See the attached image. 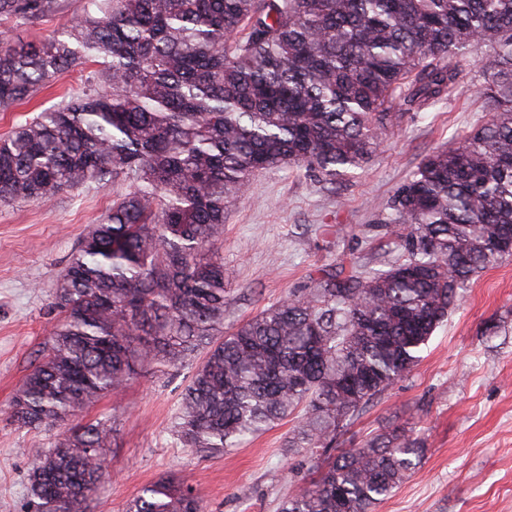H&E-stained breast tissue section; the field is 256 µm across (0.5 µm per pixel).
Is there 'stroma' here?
Instances as JSON below:
<instances>
[{"mask_svg":"<svg viewBox=\"0 0 512 512\" xmlns=\"http://www.w3.org/2000/svg\"><path fill=\"white\" fill-rule=\"evenodd\" d=\"M83 0L65 12L12 26L13 40L37 42L61 31ZM485 51L472 49L449 96L419 112L397 110L394 133L361 169L336 185L280 166L256 172L245 197L228 208L219 255L224 260L233 327L289 292L309 287L319 269L352 262L383 268L397 253V227L380 217L395 190L430 152L448 148L486 117L476 88ZM91 67L61 73L29 103L0 112V136L81 89ZM126 180L61 194L49 204L0 206V512H29L31 448L52 447L59 427L30 428L4 414L42 350L50 311L71 254ZM201 362L145 370L86 417L114 428L108 475L87 512H125L146 485L187 480L205 512H277L307 481L308 459L290 453L288 418L242 447L203 457L180 447L170 428L182 393ZM422 445L409 478L376 512H512V257L476 274L416 367L364 408L344 433L356 448L395 428Z\"/></svg>","mask_w":512,"mask_h":512,"instance_id":"35a3bbf8","label":"stroma"}]
</instances>
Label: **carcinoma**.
Here are the masks:
<instances>
[{"label":"carcinoma","instance_id":"carcinoma-1","mask_svg":"<svg viewBox=\"0 0 512 512\" xmlns=\"http://www.w3.org/2000/svg\"><path fill=\"white\" fill-rule=\"evenodd\" d=\"M64 0H0V25L53 16ZM485 47L488 118L426 155L391 197L401 253L383 270L324 269L224 330V214L258 171L319 181L363 167L393 129L463 77ZM97 66L69 99L0 138V203L48 204L119 177L141 183L81 239L57 286L41 357L8 406L31 428V512H85L112 430L83 414L144 369L206 356L174 419L208 457L302 412L288 447L311 479L279 512H374L414 469L413 431L336 448L350 421L411 372L477 271L512 237V0H85L65 38L0 37V112L59 74ZM126 512H204L164 478Z\"/></svg>","mask_w":512,"mask_h":512}]
</instances>
